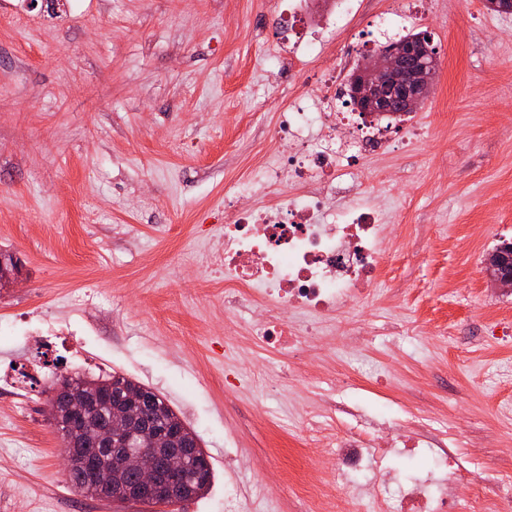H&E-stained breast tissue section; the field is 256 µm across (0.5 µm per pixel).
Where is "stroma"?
I'll use <instances>...</instances> for the list:
<instances>
[{
  "mask_svg": "<svg viewBox=\"0 0 512 512\" xmlns=\"http://www.w3.org/2000/svg\"><path fill=\"white\" fill-rule=\"evenodd\" d=\"M22 2L0 11V251L23 262L0 288V376L32 359L41 375L22 409L0 386V512H149L68 484L48 390L74 373L132 377L198 435L212 484L181 512H224L228 493L242 512H307L293 435L308 417L333 434L409 430L418 413L474 481L512 483V340L487 332L512 325V295L484 266L512 241V13L419 0L384 31L394 0H353L337 32L312 0L295 17L289 0H62L53 15ZM406 30L439 58L418 133L345 162L391 230L374 303L332 339L262 349L200 266L224 201L280 160L289 100L325 96V72L348 75ZM310 37L300 76L277 79L272 61ZM333 400L355 415L328 414Z\"/></svg>",
  "mask_w": 512,
  "mask_h": 512,
  "instance_id": "obj_1",
  "label": "stroma"
}]
</instances>
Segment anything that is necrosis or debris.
<instances>
[{
  "mask_svg": "<svg viewBox=\"0 0 512 512\" xmlns=\"http://www.w3.org/2000/svg\"><path fill=\"white\" fill-rule=\"evenodd\" d=\"M323 82L329 99L309 91L281 114L275 131L281 163L241 189L247 195L265 186L274 191L273 202L225 207L220 228L224 249L217 263L224 272L226 308L295 311L294 319H259L254 325L261 344L284 354L323 340L329 316L361 315L375 295L384 256L386 226L380 215L359 204L335 209L330 197L343 157L352 151L378 154L390 143L380 123L356 129L348 113L333 111V101L347 97L335 73H326ZM327 125L345 129L343 143L323 133L312 137L313 128ZM382 454L375 429L337 436L335 484L342 512H367L372 503L378 512H456L455 473L434 492L422 480L391 500L375 486L365 497L353 493L345 475Z\"/></svg>",
  "mask_w": 512,
  "mask_h": 512,
  "instance_id": "1",
  "label": "necrosis or debris"
}]
</instances>
